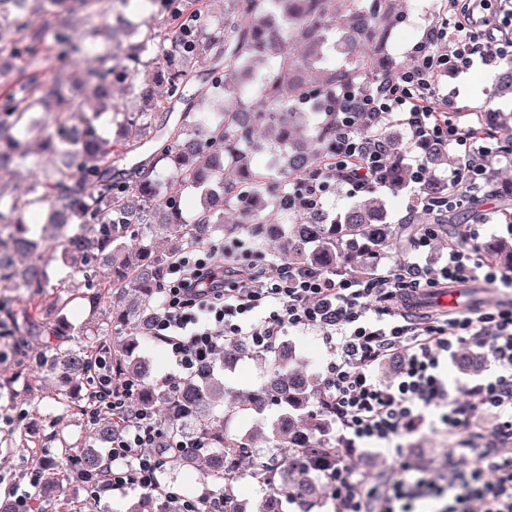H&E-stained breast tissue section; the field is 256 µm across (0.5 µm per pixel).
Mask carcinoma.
<instances>
[{
    "mask_svg": "<svg viewBox=\"0 0 512 512\" xmlns=\"http://www.w3.org/2000/svg\"><path fill=\"white\" fill-rule=\"evenodd\" d=\"M156 22L146 29L106 10L104 20L76 28L61 13L93 9L102 0H0V29L12 38L0 40V60L18 58L29 72L0 85V171L28 159L24 138L49 131L44 147L59 155L52 173L19 195L0 184V288H28L42 293L43 269L36 261L23 270L15 255L32 254L37 244L26 237L24 217L49 206L47 225L59 234L62 258L79 273L86 291L80 298L97 307L112 295V317L131 325L130 336L112 346H79L57 354L59 372L99 383L100 362L110 363V387L133 391L138 407L162 415L170 438L193 436L213 449L203 491L182 495L142 494L132 512H183L186 499L208 496L210 485L224 486V512H245L232 493L237 467L250 451L248 437L224 434L230 416H258L270 405L280 415L269 424L272 440L288 448V465L280 486H271L258 512H282L281 497H306L315 489L311 462L329 447L325 439L330 413L317 415L322 382L289 370L294 350L278 344L267 359L266 376L257 389L228 407L224 383L209 370L186 377L173 390L148 379L147 362L132 356L143 342L162 341L148 332L159 307L161 281L168 265L211 241L215 230L238 233L258 224L283 242L292 265L323 272L370 273L382 262L398 231L385 223V201L366 189L341 221L326 223L323 210L289 212L279 208L298 177L314 173L336 137V91L363 90L405 67L385 46L399 0H231L224 16L213 20L207 0H149ZM36 14L45 16L40 26ZM129 33L123 56L113 53L118 30ZM95 54L97 67L82 87H73L61 64L77 52ZM340 58L337 67L329 56ZM269 57L262 71L256 61ZM59 64L52 84L42 81L49 60ZM164 63L167 95L142 91L143 106L125 115L117 139L103 137L94 120L84 116L92 100L94 112L114 109L117 85L140 66ZM318 101L316 111L302 106ZM388 147V185L404 186L402 145L381 131ZM432 169L453 167L448 150H425ZM255 154L273 157L280 178L256 168ZM201 192L196 219H183L180 200L162 193V178ZM271 209L279 219L268 224L259 212ZM239 211L241 220L224 223V212ZM134 241L125 251L123 239ZM170 242L168 255L153 254L154 242ZM110 264L108 280L97 281L98 269ZM0 328L12 336L47 338L59 335L49 321L0 306ZM248 350L242 341L224 344L219 363L228 370ZM117 421L102 417L97 435L110 443L118 437ZM58 459L49 468L73 466L96 472L104 465L92 447L60 440ZM302 452L294 453L292 449Z\"/></svg>",
    "mask_w": 512,
    "mask_h": 512,
    "instance_id": "obj_1",
    "label": "carcinoma"
}]
</instances>
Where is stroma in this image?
<instances>
[{"label": "stroma", "instance_id": "stroma-1", "mask_svg": "<svg viewBox=\"0 0 512 512\" xmlns=\"http://www.w3.org/2000/svg\"><path fill=\"white\" fill-rule=\"evenodd\" d=\"M446 6L445 0H402L398 18L391 30L388 50L399 60H408L413 45L424 31L438 19ZM497 70L477 65L456 78L441 77L445 89H459L457 105L464 110H494L499 116H512V97H491L490 88ZM27 148L31 163L14 167L0 175V180L10 183L15 193H23L35 180L49 173L55 157L42 148V140L30 138ZM494 182L491 194L454 209V222L447 232L438 233L431 260L445 259L448 246L464 240L467 249L485 254L488 243L506 238L505 222L512 215L501 206V198L512 193V164L502 158L491 162ZM490 214L489 223H478L480 214ZM61 250L55 241L44 243L42 267L46 287L44 298L37 310L50 322H62L63 327L54 341L31 339L18 343L16 337H0V383L11 386V393L0 398V499L28 500L37 495L38 489L31 482L32 458H51L56 455L59 437L95 441L92 419L83 410L88 391L84 382L71 383V405L62 407V394L55 368L57 352L81 342L82 332L94 323H108L102 344L111 345L118 337L129 334L128 327L113 322L111 303L90 308L82 299L72 298L71 289L79 281L73 267L62 262ZM287 339L296 348L299 369L308 374L325 377L331 353L322 335L316 332L294 331ZM266 369L261 360L246 358L234 370L223 372L224 401L232 403L245 392L254 389ZM280 413L279 407L270 406L260 418L231 417L224 422L229 435H251V451L238 466L233 490L239 501L248 507L263 498L267 486L258 477L261 470L279 473L287 463L285 449L273 447L268 438L266 424ZM440 408L426 411L423 423L397 438V445L404 454L418 464L442 473L448 472L451 461L449 450L454 445L439 422ZM141 485H128L121 491H107L91 496L76 482L72 474L61 477L60 491L55 496L52 512H129L131 505L141 495Z\"/></svg>", "mask_w": 512, "mask_h": 512}]
</instances>
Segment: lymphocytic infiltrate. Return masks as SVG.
<instances>
[{
	"label": "lymphocytic infiltrate",
	"mask_w": 512,
	"mask_h": 512,
	"mask_svg": "<svg viewBox=\"0 0 512 512\" xmlns=\"http://www.w3.org/2000/svg\"><path fill=\"white\" fill-rule=\"evenodd\" d=\"M490 5L491 0H451L413 46L407 67L368 90L343 93L344 118L333 156L317 174L296 179L282 207L314 209L337 182L386 186V145L374 131L391 123L405 128L410 148L439 144L457 154L454 192L440 209L487 188L485 161L501 151L488 129L490 117L477 112L464 118L450 94L440 91L438 79L477 63L512 61V5L502 6V24L510 33L500 38L482 29L481 12ZM246 233V239L224 246L204 244L169 266L153 334L179 375L212 367L224 343L239 337L269 351L289 331H319L334 354L322 400L347 445L391 442L433 406L442 408L441 422L450 434L467 435L453 456L454 478L446 487L426 479L406 457L376 484L357 474L338 449L326 451L322 472L335 512H512V301L451 317L412 313L417 297L430 289L471 280L511 286L512 270L454 249L441 262L425 260L437 236L430 228L415 238L411 260L363 275L277 262L256 247L254 226ZM464 347L487 350L494 374L472 388L470 401L459 402L450 400L440 368ZM395 357L400 360L395 377L378 378L376 368ZM131 398L128 392L101 398L88 410L93 417L109 412L122 423L106 467L80 476L91 494L125 489L133 471L143 486L157 487L166 456L190 446L168 438L154 413L131 409ZM482 411L497 420L493 435L474 423Z\"/></svg>",
	"instance_id": "f902f5d3"
}]
</instances>
